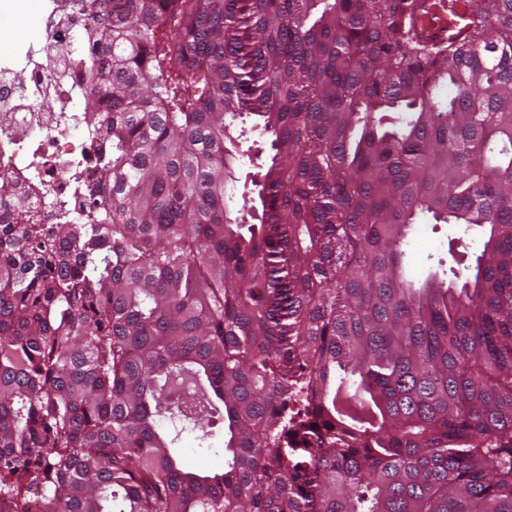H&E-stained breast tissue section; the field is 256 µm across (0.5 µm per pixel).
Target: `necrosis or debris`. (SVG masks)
<instances>
[{
  "label": "necrosis or debris",
  "mask_w": 512,
  "mask_h": 512,
  "mask_svg": "<svg viewBox=\"0 0 512 512\" xmlns=\"http://www.w3.org/2000/svg\"><path fill=\"white\" fill-rule=\"evenodd\" d=\"M80 35V18L58 14L0 59V183L29 189L40 224L58 223V200L80 201L95 178L85 162L99 140L82 118Z\"/></svg>",
  "instance_id": "1"
}]
</instances>
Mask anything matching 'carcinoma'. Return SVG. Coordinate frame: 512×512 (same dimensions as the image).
Returning a JSON list of instances; mask_svg holds the SVG:
<instances>
[{
	"label": "carcinoma",
	"instance_id": "cac0c4a2",
	"mask_svg": "<svg viewBox=\"0 0 512 512\" xmlns=\"http://www.w3.org/2000/svg\"><path fill=\"white\" fill-rule=\"evenodd\" d=\"M423 5L59 0L97 180L0 185L7 512H512V0ZM426 12L418 19V25L426 35H435L440 38L460 39L468 27L460 28L458 21L449 18L448 11L453 12L454 2L445 0H428ZM432 226L433 224L416 226L412 246L405 259V279L415 284L421 283L430 272L437 270L439 258L448 263V225L441 224L438 233L433 232ZM222 425L215 428L216 435L203 442L188 438L182 443L183 453L187 463L195 470L210 471L222 469L224 466V442L222 440Z\"/></svg>",
	"mask_w": 512,
	"mask_h": 512
}]
</instances>
